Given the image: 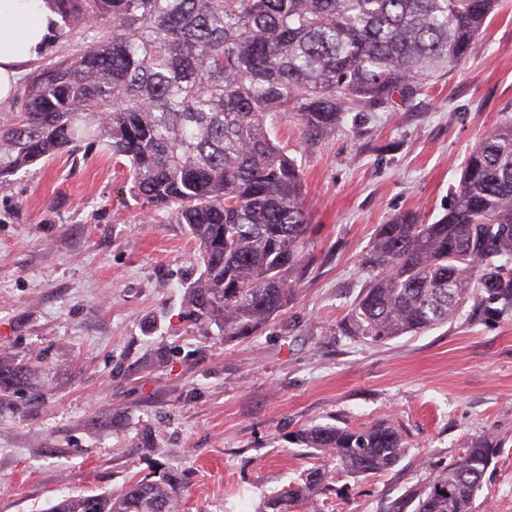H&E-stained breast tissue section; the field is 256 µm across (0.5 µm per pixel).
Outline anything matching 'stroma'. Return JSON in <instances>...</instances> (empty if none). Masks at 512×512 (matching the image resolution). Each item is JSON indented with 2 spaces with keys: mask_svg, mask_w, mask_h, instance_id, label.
I'll return each instance as SVG.
<instances>
[{
  "mask_svg": "<svg viewBox=\"0 0 512 512\" xmlns=\"http://www.w3.org/2000/svg\"><path fill=\"white\" fill-rule=\"evenodd\" d=\"M512 116V0L476 51L409 104L314 139L297 159L317 257L287 311L224 339L185 292L200 276L183 225L151 221L129 165L99 144L0 184V349L39 356L0 406V512H48L177 474L182 512H256L305 467L292 441L313 425L390 419L407 448L377 476L338 471L303 512H384L388 502L493 432L503 450L475 512H512V316L453 321L377 344L339 333L362 291L378 225L447 209L467 153Z\"/></svg>",
  "mask_w": 512,
  "mask_h": 512,
  "instance_id": "35a3bbf8",
  "label": "stroma"
}]
</instances>
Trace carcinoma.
<instances>
[{
    "instance_id": "1",
    "label": "carcinoma",
    "mask_w": 512,
    "mask_h": 512,
    "mask_svg": "<svg viewBox=\"0 0 512 512\" xmlns=\"http://www.w3.org/2000/svg\"><path fill=\"white\" fill-rule=\"evenodd\" d=\"M81 34L38 67L0 114V182L97 140L129 164L142 207L183 224L203 265L196 318L246 337L294 299L312 259L302 170L281 123L315 135L423 95L477 48L500 0H51ZM372 273L341 334L384 342L448 323L471 301L512 313V116L472 147L447 211L378 227ZM0 353V398L24 378ZM343 472L392 469L406 443L390 421L296 432ZM485 433L388 512H474L500 453ZM328 490L320 466L257 512H297ZM178 476L66 496L49 512H179Z\"/></svg>"
}]
</instances>
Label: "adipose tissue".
<instances>
[{"label": "adipose tissue", "mask_w": 512, "mask_h": 512, "mask_svg": "<svg viewBox=\"0 0 512 512\" xmlns=\"http://www.w3.org/2000/svg\"><path fill=\"white\" fill-rule=\"evenodd\" d=\"M57 24L49 0H0V106L12 101L18 81L45 53Z\"/></svg>", "instance_id": "obj_1"}]
</instances>
